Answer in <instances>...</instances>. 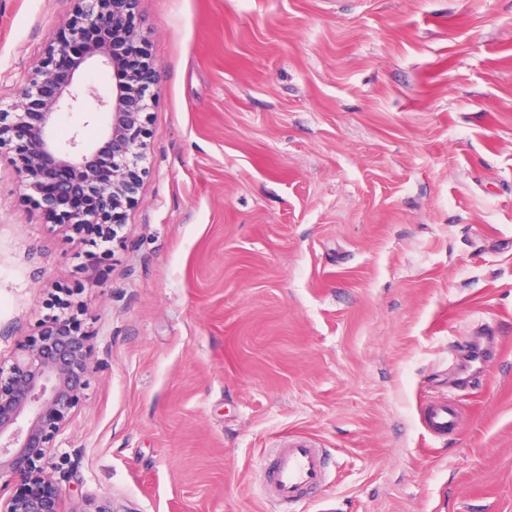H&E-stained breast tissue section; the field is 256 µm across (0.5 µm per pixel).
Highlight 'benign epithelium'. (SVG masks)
<instances>
[{
	"mask_svg": "<svg viewBox=\"0 0 512 512\" xmlns=\"http://www.w3.org/2000/svg\"><path fill=\"white\" fill-rule=\"evenodd\" d=\"M139 3L77 0L40 75L27 81L12 111L0 113V148L10 147L23 185L37 195L34 204L65 228L99 224L115 234L139 202L137 169L159 96L152 55L139 37ZM93 57L112 67L110 100L74 80ZM86 100L110 111L101 138L86 144L75 134L60 143L53 129L62 106ZM78 323L69 302L21 342L10 363L0 362V481L17 483L0 512H61V483L69 476L57 475L52 454L95 356L94 334Z\"/></svg>",
	"mask_w": 512,
	"mask_h": 512,
	"instance_id": "obj_1",
	"label": "benign epithelium"
}]
</instances>
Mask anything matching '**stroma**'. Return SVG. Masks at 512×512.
<instances>
[{
  "instance_id": "35a3bbf8",
  "label": "stroma",
  "mask_w": 512,
  "mask_h": 512,
  "mask_svg": "<svg viewBox=\"0 0 512 512\" xmlns=\"http://www.w3.org/2000/svg\"><path fill=\"white\" fill-rule=\"evenodd\" d=\"M75 8L0 0V110ZM139 14L160 95L124 241L53 223L0 153V359L59 297L96 336L62 512H281L259 464L293 439L330 475L292 512H512V0ZM457 412L448 402H429L422 412L424 427L435 436H444L457 425Z\"/></svg>"
}]
</instances>
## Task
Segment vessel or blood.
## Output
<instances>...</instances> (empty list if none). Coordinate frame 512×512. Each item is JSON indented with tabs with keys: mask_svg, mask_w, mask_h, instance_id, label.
Masks as SVG:
<instances>
[{
	"mask_svg": "<svg viewBox=\"0 0 512 512\" xmlns=\"http://www.w3.org/2000/svg\"><path fill=\"white\" fill-rule=\"evenodd\" d=\"M458 415L448 403L433 401L422 412V423L433 435L444 436L457 425ZM329 459L324 449L304 440L276 449L267 472L265 490L277 501L298 502L310 497L327 480Z\"/></svg>",
	"mask_w": 512,
	"mask_h": 512,
	"instance_id": "obj_1",
	"label": "vessel or blood"
}]
</instances>
